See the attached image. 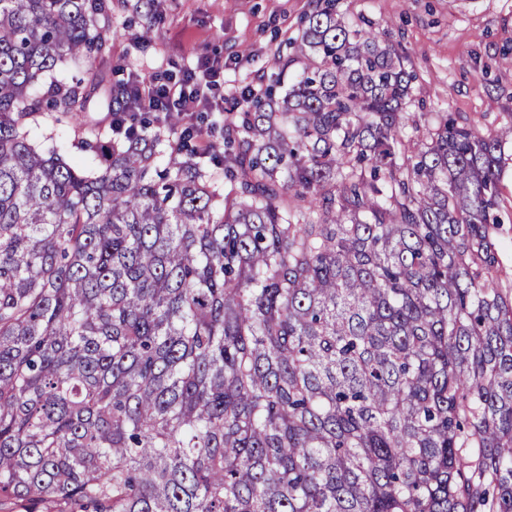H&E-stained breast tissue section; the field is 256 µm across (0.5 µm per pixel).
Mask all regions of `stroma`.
Segmentation results:
<instances>
[{"label": "stroma", "instance_id": "35a3bbf8", "mask_svg": "<svg viewBox=\"0 0 512 512\" xmlns=\"http://www.w3.org/2000/svg\"><path fill=\"white\" fill-rule=\"evenodd\" d=\"M109 34L104 47L105 85L130 74L184 72L204 63L224 68L230 97L223 111L194 113L202 130L200 161L211 180L224 181L223 153L208 152L224 141V114L235 95L264 90L274 54L290 53L317 0H108ZM349 21L364 20L382 40L399 42L413 71L408 112L418 124L452 113L459 122L494 130L512 120V0H336ZM102 91L88 111L45 112L28 127V137L55 147L89 171L102 161L76 149L78 139L113 138L112 112ZM502 222L494 234L501 269L512 277V142L501 151Z\"/></svg>", "mask_w": 512, "mask_h": 512}]
</instances>
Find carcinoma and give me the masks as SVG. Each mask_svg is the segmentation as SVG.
Wrapping results in <instances>:
<instances>
[{
  "label": "carcinoma",
  "instance_id": "1",
  "mask_svg": "<svg viewBox=\"0 0 512 512\" xmlns=\"http://www.w3.org/2000/svg\"><path fill=\"white\" fill-rule=\"evenodd\" d=\"M108 30L0 0V512H512V120L420 132L399 46L328 0L224 117V192L147 123L87 173L25 125L86 111L93 64L44 81ZM500 208L502 222L494 234L501 269L512 279V142L501 151Z\"/></svg>",
  "mask_w": 512,
  "mask_h": 512
}]
</instances>
